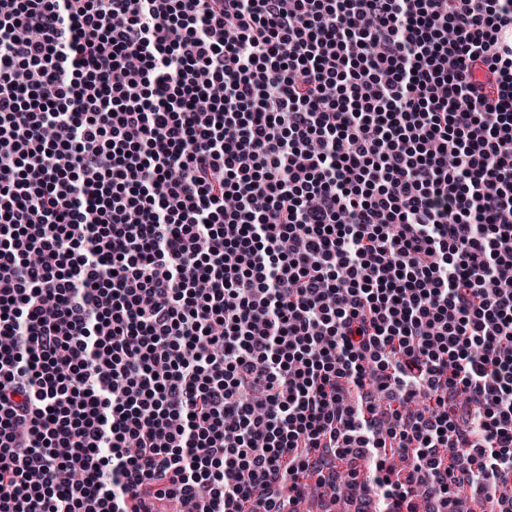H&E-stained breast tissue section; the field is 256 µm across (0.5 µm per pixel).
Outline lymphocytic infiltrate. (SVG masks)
I'll use <instances>...</instances> for the list:
<instances>
[{"label": "lymphocytic infiltrate", "mask_w": 512, "mask_h": 512, "mask_svg": "<svg viewBox=\"0 0 512 512\" xmlns=\"http://www.w3.org/2000/svg\"><path fill=\"white\" fill-rule=\"evenodd\" d=\"M512 512V0H0V512Z\"/></svg>", "instance_id": "obj_1"}]
</instances>
